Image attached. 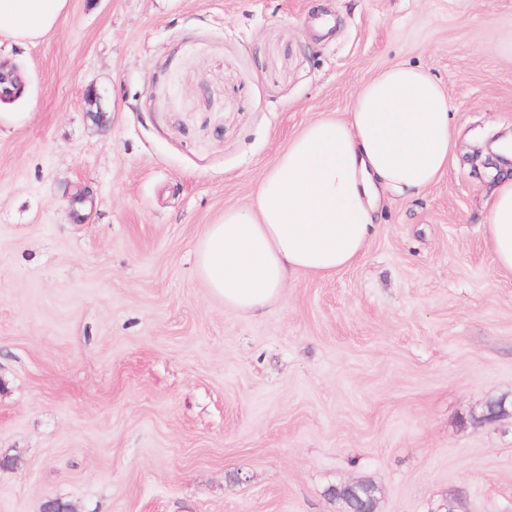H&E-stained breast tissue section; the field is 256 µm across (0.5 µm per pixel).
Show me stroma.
Returning <instances> with one entry per match:
<instances>
[{
  "label": "stroma",
  "instance_id": "35a3bbf8",
  "mask_svg": "<svg viewBox=\"0 0 512 512\" xmlns=\"http://www.w3.org/2000/svg\"><path fill=\"white\" fill-rule=\"evenodd\" d=\"M511 34L512 0H71L0 42L27 94L0 105V512H340L357 481L377 512H512V274L470 160L512 129ZM394 64L448 95L444 176L353 266L225 308L205 225Z\"/></svg>",
  "mask_w": 512,
  "mask_h": 512
}]
</instances>
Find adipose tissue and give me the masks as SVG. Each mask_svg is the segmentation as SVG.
Here are the masks:
<instances>
[{
    "instance_id": "1",
    "label": "adipose tissue",
    "mask_w": 512,
    "mask_h": 512,
    "mask_svg": "<svg viewBox=\"0 0 512 512\" xmlns=\"http://www.w3.org/2000/svg\"><path fill=\"white\" fill-rule=\"evenodd\" d=\"M70 0H0V37L38 43L58 27ZM455 147L448 99L420 68L388 67L356 93L346 117L309 122L279 154L249 207L206 225L196 272L226 308L255 313L279 299L299 273L350 267L379 230L389 197L437 183ZM487 243L512 274V172L487 193Z\"/></svg>"
}]
</instances>
